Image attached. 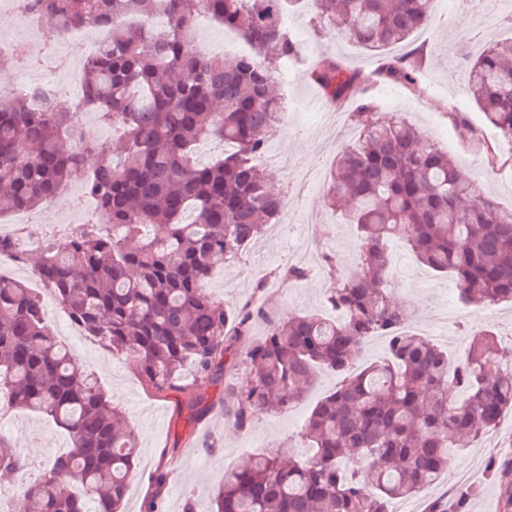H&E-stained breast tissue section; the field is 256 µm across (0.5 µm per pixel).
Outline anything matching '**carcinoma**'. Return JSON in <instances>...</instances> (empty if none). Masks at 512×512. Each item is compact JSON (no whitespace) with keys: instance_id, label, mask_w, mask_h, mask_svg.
<instances>
[{"instance_id":"1","label":"carcinoma","mask_w":512,"mask_h":512,"mask_svg":"<svg viewBox=\"0 0 512 512\" xmlns=\"http://www.w3.org/2000/svg\"><path fill=\"white\" fill-rule=\"evenodd\" d=\"M434 0H312L320 28L385 53L427 22ZM302 0H27L58 30L112 26L83 65V94L41 112L0 94V214L34 211L81 177L96 220L47 237L36 252L0 239L51 288L68 316L112 353L126 357L145 385L167 395L243 369L224 382V420L239 430L256 411L282 412L301 400L317 373L341 376L301 429L310 454L283 460L272 446L224 473L214 512H390L395 499L435 484L448 451L467 448L512 409V357L493 326L474 333L455 361L411 329L413 310L398 306L393 241L438 277H450L464 304L512 302V210L462 175L455 161L402 117L383 120L364 99L373 75L331 57L310 70L328 103L359 100L357 139L336 156L326 186L330 206L348 200L358 272L336 256L322 264L333 279L326 306L287 325L245 304L231 311L208 290L220 262L238 261L277 223L284 196L253 158L264 153L280 112L274 73L303 55L283 16ZM163 30L143 24L160 6ZM242 32L248 56L211 55L196 46L194 18ZM423 51L384 58L381 76L419 90ZM466 91L502 139L512 142V42L465 61ZM97 110L112 138L97 144L74 126ZM224 142V156L202 164L196 148ZM308 270L287 265L273 279L296 283ZM387 339L385 355L360 369L365 344ZM54 421L71 439L22 495L0 512H122L136 471L135 435L93 372L53 336L43 302L21 280L0 279V409ZM29 459L0 439V475L23 477ZM467 497L429 512H467Z\"/></svg>"}]
</instances>
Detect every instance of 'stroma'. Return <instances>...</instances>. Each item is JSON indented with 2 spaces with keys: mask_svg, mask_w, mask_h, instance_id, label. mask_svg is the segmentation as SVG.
I'll list each match as a JSON object with an SVG mask.
<instances>
[{
  "mask_svg": "<svg viewBox=\"0 0 512 512\" xmlns=\"http://www.w3.org/2000/svg\"><path fill=\"white\" fill-rule=\"evenodd\" d=\"M311 11L295 13L294 23L308 36L304 58L291 74L285 94L312 108H324L325 117L309 127L301 137L281 136L278 152L292 160L287 169L269 168L272 185L285 186L301 177L303 171L316 167L330 172L341 146L352 142L358 129L351 117L355 102H347L340 111L330 112L320 88L309 75L312 62L321 57H333L364 72L376 69L378 59L355 42L337 35L330 29L315 28ZM483 29L482 42L462 44V36L469 31ZM512 39V28L490 22L483 7L463 9L447 15L441 0H434L428 23L413 38L414 46L423 50V74L435 95L425 103H418L416 93L407 91L395 101H387L378 83H371L366 98L378 116L389 118L402 115L420 126L433 142L457 160L463 174L479 180L488 194L497 198L506 208L512 207V176L489 177L485 174L482 142L498 143L499 136L488 124L465 90L464 56H478L485 46ZM463 113L468 124L475 128L479 143H466L449 122V109ZM326 185H314L306 200L295 204V211L314 210L321 216L316 234H307L303 225H288L282 238L255 244L240 262L219 269L210 282L211 293L226 306L237 307L253 298L255 284L271 271L288 264L309 267V277L289 285L271 283L269 286L270 317L285 322L312 308H323L325 291L332 282L318 276L322 254H334L342 270L351 272L357 259L356 242L351 228L342 222V212L330 208L324 198ZM396 272L400 281L398 301L407 303L415 311L412 324L415 331L445 347L449 354H458L467 347L473 331L495 325L503 346L512 345V305L503 303L489 308L463 307V323L445 327L441 317L448 308V290L452 279L434 276L402 245L394 247ZM72 350L81 363L93 369L114 405L121 408L135 431L140 458L149 460V467L138 470L133 492L125 503V512H144L147 498L159 493L160 512H183L186 499H193L196 512H211L212 494L230 469L244 457L259 452L261 443L275 444L283 452L304 454L300 440L302 425L321 397L334 390L339 377L332 372H321L316 385L306 396L282 414L266 413L255 417L252 429L239 431L224 421L220 410L213 409L204 416L192 415L188 404L194 396L187 389L166 397H158L143 386L131 364L106 351L90 336H83ZM498 446L486 448L476 443L469 448L455 449L448 469H469L465 482L440 479L413 498L426 512L429 504L442 498L444 492L461 486L470 493V512H512V411H505L495 429ZM0 437L12 447L21 449L30 458L33 472H40L52 457L53 446H67L66 433L51 420L20 410H9L0 422ZM214 443L215 451H206V443ZM166 474L162 491H155V469Z\"/></svg>",
  "mask_w": 512,
  "mask_h": 512,
  "instance_id": "stroma-1",
  "label": "stroma"
}]
</instances>
